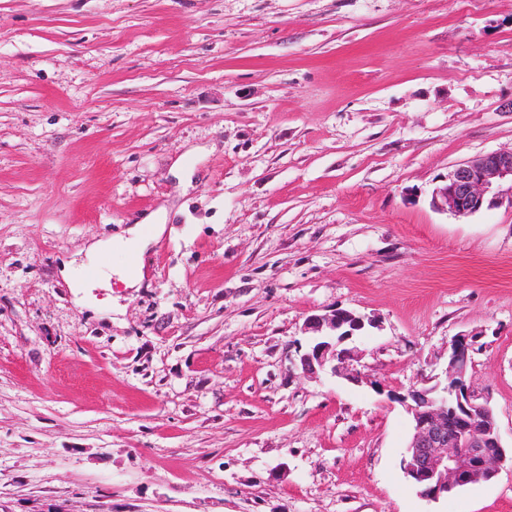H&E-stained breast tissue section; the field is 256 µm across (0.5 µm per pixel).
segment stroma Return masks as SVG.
Here are the masks:
<instances>
[{
  "instance_id": "stroma-1",
  "label": "stroma",
  "mask_w": 512,
  "mask_h": 512,
  "mask_svg": "<svg viewBox=\"0 0 512 512\" xmlns=\"http://www.w3.org/2000/svg\"><path fill=\"white\" fill-rule=\"evenodd\" d=\"M511 149L512 0H0V512H512L389 398L483 333L512 452V206L431 204ZM338 308L383 392L303 373ZM134 225L127 231L131 236L121 239L122 249L127 252L129 257V263L123 273V280L129 287H137L143 279L142 256L144 249L165 231V224L142 223Z\"/></svg>"
}]
</instances>
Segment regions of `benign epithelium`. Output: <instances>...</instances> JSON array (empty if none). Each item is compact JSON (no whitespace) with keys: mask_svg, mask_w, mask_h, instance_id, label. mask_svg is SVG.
<instances>
[{"mask_svg":"<svg viewBox=\"0 0 512 512\" xmlns=\"http://www.w3.org/2000/svg\"><path fill=\"white\" fill-rule=\"evenodd\" d=\"M506 196L512 203V149L479 155L454 166L444 184L434 190L432 204L465 216L486 205L499 204ZM365 325V317L343 309L330 316L310 318L307 329L316 337L310 349L299 356L302 369L310 374L327 369L334 377L365 382L381 390V382L354 367L355 355L351 351L337 349L338 344ZM480 339L478 334L466 331L453 336L443 370L445 383L391 394L413 419L411 439L402 460L403 472L428 499H437L466 484L488 481L512 462L493 416L481 422L469 411L477 405L490 409L488 399L477 394L469 383L464 387L453 383L467 375Z\"/></svg>","mask_w":512,"mask_h":512,"instance_id":"7a95c632","label":"benign epithelium"}]
</instances>
